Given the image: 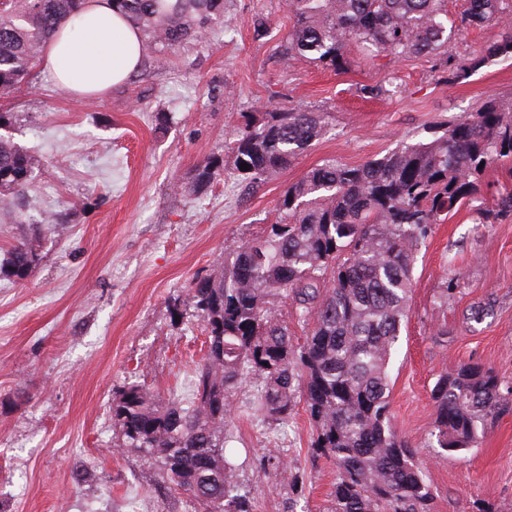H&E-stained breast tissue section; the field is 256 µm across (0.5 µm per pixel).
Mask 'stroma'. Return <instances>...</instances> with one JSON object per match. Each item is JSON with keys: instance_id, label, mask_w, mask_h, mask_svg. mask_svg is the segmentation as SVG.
I'll list each match as a JSON object with an SVG mask.
<instances>
[{"instance_id": "obj_1", "label": "stroma", "mask_w": 512, "mask_h": 512, "mask_svg": "<svg viewBox=\"0 0 512 512\" xmlns=\"http://www.w3.org/2000/svg\"><path fill=\"white\" fill-rule=\"evenodd\" d=\"M288 26L285 0H224L223 24L203 41L157 48L96 100L64 94L42 70L10 97L9 133L39 165L0 205V254L36 230L43 261L27 280L0 277V512H195L154 466L112 449V399L125 384L164 402L191 396L205 336L173 319L174 299L262 234L284 188L311 168L365 163L488 97L512 98V59L452 83L438 60L354 45L333 71L282 61ZM376 85L384 95L364 94ZM284 104L333 123L251 195L231 170L204 196L188 191L197 163L227 154L246 115ZM413 276L389 366L396 428L418 452L434 512H512V413L467 451L444 452L431 436L439 375L480 363L512 385V219L481 224L460 208L436 225ZM257 385L236 394L224 445L240 492L253 512H328L335 468L312 458L307 413L269 420Z\"/></svg>"}]
</instances>
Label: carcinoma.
Segmentation results:
<instances>
[{
  "instance_id": "obj_1",
  "label": "carcinoma",
  "mask_w": 512,
  "mask_h": 512,
  "mask_svg": "<svg viewBox=\"0 0 512 512\" xmlns=\"http://www.w3.org/2000/svg\"><path fill=\"white\" fill-rule=\"evenodd\" d=\"M87 0H6L0 8V97L29 85L45 45ZM140 31L142 51L203 40L224 23V0H112ZM290 26L283 60L342 69L356 43L394 56L438 57L448 27L502 28L499 38L448 71L459 83L512 58V0H466L448 19V0H286ZM332 116L277 107L245 116L229 154L199 162L190 191L204 194L232 168L252 187L287 169L326 134ZM512 159V100L486 99L442 134L403 145L360 165L328 161L289 184L277 220L230 252L222 269L188 288L191 317L206 332L188 407L160 402L131 383L112 399L113 447L156 463L169 488L206 512H252L224 458L227 416L242 382H261L260 405L286 424L304 405L314 426L312 457L336 466L330 512H432V491L416 450L392 423L388 363L407 317L421 246L463 205L487 223L512 217V189L488 208L486 168ZM248 170H240L241 164ZM38 159L0 134V196L21 194ZM27 235L0 262V274L24 280L42 261ZM291 299L310 326L294 346L275 309ZM431 435L448 452L474 448L492 420L512 412V386L490 366L461 364L431 392Z\"/></svg>"
}]
</instances>
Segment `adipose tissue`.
<instances>
[{"label": "adipose tissue", "mask_w": 512, "mask_h": 512, "mask_svg": "<svg viewBox=\"0 0 512 512\" xmlns=\"http://www.w3.org/2000/svg\"><path fill=\"white\" fill-rule=\"evenodd\" d=\"M140 42L137 28L110 0H88L45 49L40 65L60 90L94 100L136 72Z\"/></svg>", "instance_id": "ef3b65f1"}]
</instances>
